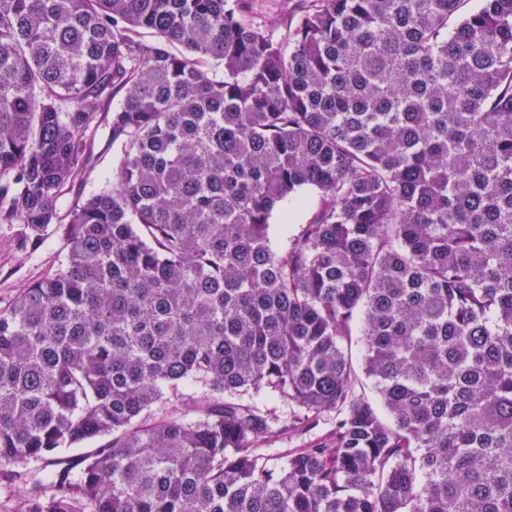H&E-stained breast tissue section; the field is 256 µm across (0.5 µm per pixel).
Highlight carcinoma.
I'll use <instances>...</instances> for the list:
<instances>
[{"label":"carcinoma","instance_id":"1","mask_svg":"<svg viewBox=\"0 0 512 512\" xmlns=\"http://www.w3.org/2000/svg\"><path fill=\"white\" fill-rule=\"evenodd\" d=\"M306 2L277 36L238 0H0V223L67 242L0 307L16 512H512V0ZM104 118L112 186L60 224ZM320 204V197L318 193L314 191H306L298 197L291 198L290 201L285 204V208H288V214L294 216V220L290 221L292 223H288V236L298 233L302 227L301 224L310 221L314 213L320 207ZM348 351L351 355L352 365L354 369V381L356 391L363 395L372 405L376 406L384 419H389L387 413L382 408L374 383L371 379L367 378L363 371L362 356L363 346L360 336V324L357 323L353 326L351 342L348 343ZM246 402L252 403L263 412H267L270 416L277 420L279 425H288L301 415V409L293 402L279 398L266 392L253 394L250 392L244 396ZM335 422L336 411H327L321 415L319 425L312 431L301 436H296L292 434L288 435V433H286L280 438L276 439L275 441L264 444L261 448L273 449L264 450L262 452L265 454L272 455V464H276L277 466H283L287 460L289 448H303L314 439L326 436L335 425Z\"/></svg>","mask_w":512,"mask_h":512}]
</instances>
